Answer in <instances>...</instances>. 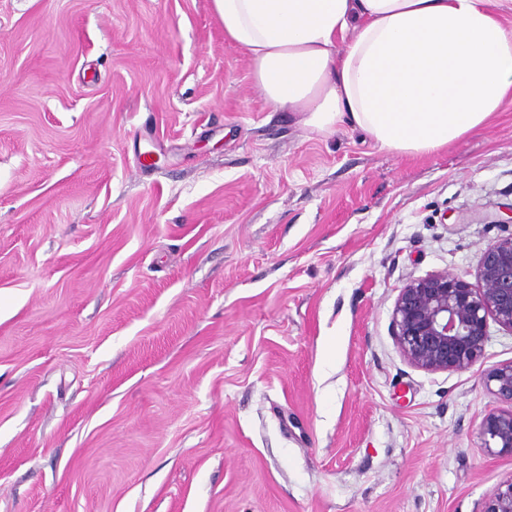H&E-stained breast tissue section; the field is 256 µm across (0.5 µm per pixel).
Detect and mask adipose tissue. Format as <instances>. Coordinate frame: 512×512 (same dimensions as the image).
<instances>
[{"mask_svg": "<svg viewBox=\"0 0 512 512\" xmlns=\"http://www.w3.org/2000/svg\"><path fill=\"white\" fill-rule=\"evenodd\" d=\"M274 109L321 135L350 122L381 149L430 155L512 102L504 0H212Z\"/></svg>", "mask_w": 512, "mask_h": 512, "instance_id": "1", "label": "adipose tissue"}]
</instances>
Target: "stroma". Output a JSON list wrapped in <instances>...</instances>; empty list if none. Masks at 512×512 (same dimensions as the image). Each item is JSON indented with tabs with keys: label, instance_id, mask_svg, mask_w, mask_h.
Masks as SVG:
<instances>
[{
	"label": "stroma",
	"instance_id": "obj_1",
	"mask_svg": "<svg viewBox=\"0 0 512 512\" xmlns=\"http://www.w3.org/2000/svg\"><path fill=\"white\" fill-rule=\"evenodd\" d=\"M510 205L512 105L399 157L272 109L212 0H0V512H481L512 333L427 372L392 312ZM482 382L500 405L488 413L480 426L484 448L492 454H512V361L485 373Z\"/></svg>",
	"mask_w": 512,
	"mask_h": 512
}]
</instances>
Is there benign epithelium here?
I'll list each match as a JSON object with an SVG mask.
<instances>
[{
    "label": "benign epithelium",
    "mask_w": 512,
    "mask_h": 512,
    "mask_svg": "<svg viewBox=\"0 0 512 512\" xmlns=\"http://www.w3.org/2000/svg\"><path fill=\"white\" fill-rule=\"evenodd\" d=\"M477 280L474 286L435 272L400 289L392 327L408 363L429 372L465 371L484 357L489 321L512 333V236L486 246ZM483 385L499 403L480 426L484 448L512 454V361L485 373ZM481 512H512V480L493 490Z\"/></svg>",
    "instance_id": "7a95c632"
}]
</instances>
